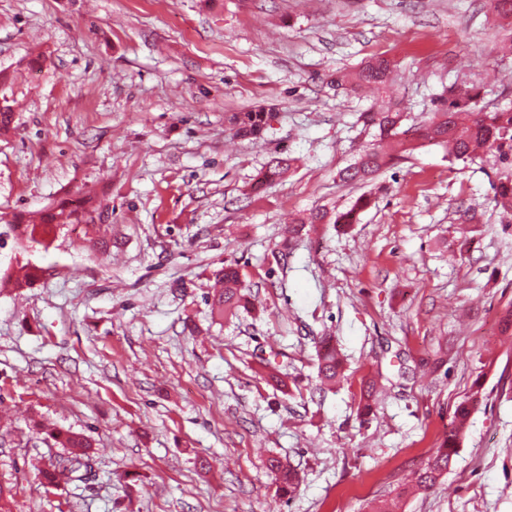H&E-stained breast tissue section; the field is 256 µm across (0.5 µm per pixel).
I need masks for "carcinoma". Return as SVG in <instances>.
<instances>
[{"instance_id": "cac0c4a2", "label": "carcinoma", "mask_w": 512, "mask_h": 512, "mask_svg": "<svg viewBox=\"0 0 512 512\" xmlns=\"http://www.w3.org/2000/svg\"><path fill=\"white\" fill-rule=\"evenodd\" d=\"M391 62L380 56H373L349 72L336 75V84L346 85L355 91L360 87H372L385 94L388 100L378 108L361 113L360 119L368 129L375 130L374 143L365 146L353 163L340 170L339 178L347 183L370 180L387 167L397 155L415 149V142L425 140L448 146L449 153L457 160L473 161L479 153L492 155L504 165V171L493 182L496 206L505 212H512V105H505L494 111L478 107L480 85L474 79L465 88H448V100L430 113L424 123L413 134L401 129L405 112L400 102L392 97L390 77ZM15 114L8 100L0 102V136L14 129ZM271 113L263 110L235 112L229 118L234 136L257 140L263 137ZM290 167V159L277 157L258 172L253 190L258 192L280 180ZM367 205L360 197L345 211L335 213L333 223L353 224L358 213ZM111 213L97 199L87 196L82 206L74 208L67 201L44 208L34 219L17 216L10 224V230L17 245L23 249L42 245L46 238L57 229L68 224L84 225V233L91 251L105 254L112 246V225L108 224ZM38 268L26 263L13 272H4L0 280L20 290L28 288L36 280ZM216 291L206 297L210 315L214 320H228L238 316L247 307L246 284L239 268L226 265L214 273ZM318 378L323 385H336L345 380L343 359L329 336L321 337L317 353ZM44 433L67 449V454L50 464L42 473V479L49 486L66 478L73 483L86 484L96 478V459L91 454L92 442L86 435L63 431L49 426ZM458 444V431L451 429L444 440V447L436 450L419 470L415 489H432L438 479L453 465ZM271 470L282 492L293 489L297 481L296 471L278 461H272Z\"/></svg>"}]
</instances>
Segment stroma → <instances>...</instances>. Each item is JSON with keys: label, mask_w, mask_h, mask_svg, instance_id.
I'll return each mask as SVG.
<instances>
[{"label": "stroma", "mask_w": 512, "mask_h": 512, "mask_svg": "<svg viewBox=\"0 0 512 512\" xmlns=\"http://www.w3.org/2000/svg\"><path fill=\"white\" fill-rule=\"evenodd\" d=\"M494 25L487 0H0L15 112L0 137V270L41 269L0 290V512H369L472 394L453 469L402 512H512L500 165L424 141L346 184L377 99L333 82L384 55L408 124L475 74L494 107L512 90ZM257 108L273 115L263 139L233 137L225 114ZM279 156L290 171L252 198ZM85 194L112 211L109 257L69 226L25 251L8 235L15 213ZM361 196L358 223L306 226L280 258L291 218ZM225 264L254 308L215 324L205 297ZM323 336L347 369L333 388L317 378ZM42 420L91 437L96 480L43 484L62 449L32 431ZM273 458L297 470L294 493ZM38 271L39 269L37 267L27 262L26 264L17 266V270L13 272H4L3 276H0L1 284L5 282L15 290L28 288L36 280Z\"/></svg>", "instance_id": "obj_1"}]
</instances>
